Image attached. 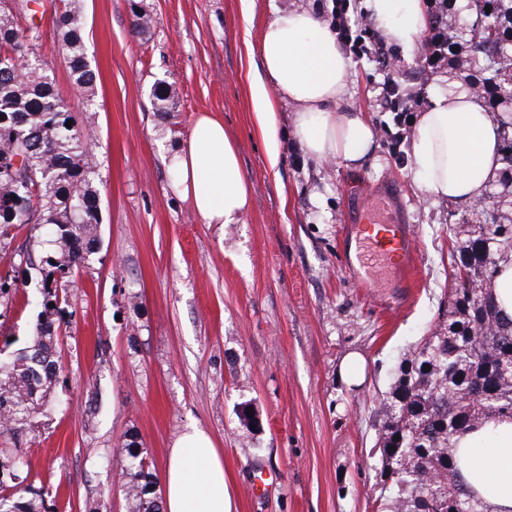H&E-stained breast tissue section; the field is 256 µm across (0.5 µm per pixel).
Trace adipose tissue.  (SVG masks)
<instances>
[{
  "label": "adipose tissue",
  "instance_id": "ef3b65f1",
  "mask_svg": "<svg viewBox=\"0 0 512 512\" xmlns=\"http://www.w3.org/2000/svg\"><path fill=\"white\" fill-rule=\"evenodd\" d=\"M372 25L406 53L416 52L428 25L423 0H365ZM262 68L250 84L256 122L270 160L278 158L280 105L296 108V137L322 162L358 165L374 145L371 124L360 112L336 104L353 82L350 62L335 32L305 9L272 8L253 48ZM412 162L434 201H482L500 167L497 124L465 84L439 78L430 104L416 116ZM175 189L207 224H235L249 206L248 180L224 122L197 117L170 155ZM461 476L484 512H512V418L485 419L455 442ZM163 512H231L224 458L203 430L182 434L170 449L163 474Z\"/></svg>",
  "mask_w": 512,
  "mask_h": 512
}]
</instances>
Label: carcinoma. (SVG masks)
<instances>
[{"instance_id": "carcinoma-1", "label": "carcinoma", "mask_w": 512, "mask_h": 512, "mask_svg": "<svg viewBox=\"0 0 512 512\" xmlns=\"http://www.w3.org/2000/svg\"><path fill=\"white\" fill-rule=\"evenodd\" d=\"M33 3L40 0L0 8V238L30 224L50 236L55 251L40 260L43 298L33 341L0 362V422L12 432L32 425L62 372L66 283L100 249L101 197L88 161L93 130L78 125L38 62L41 23L19 25ZM487 6L478 27L473 19ZM52 23L70 78L92 92L97 75L77 9H54ZM448 49V67L465 73L500 124V169L484 206L450 227L448 319L421 337L377 398L371 457L384 512H479L456 468L455 441L486 418L512 417V319L500 315L494 295L500 264L512 261V121L502 118L512 114V0H468L467 16L448 27ZM114 454L126 462L128 512H162L149 450L134 438ZM23 459L19 448L0 456V512H50L48 491L27 483Z\"/></svg>"}]
</instances>
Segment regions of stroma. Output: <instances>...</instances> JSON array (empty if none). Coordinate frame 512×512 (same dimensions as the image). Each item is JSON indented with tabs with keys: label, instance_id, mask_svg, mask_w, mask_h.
I'll return each instance as SVG.
<instances>
[{
	"label": "stroma",
	"instance_id": "35a3bbf8",
	"mask_svg": "<svg viewBox=\"0 0 512 512\" xmlns=\"http://www.w3.org/2000/svg\"><path fill=\"white\" fill-rule=\"evenodd\" d=\"M131 1L80 0L99 72L90 97L69 78L51 17L42 21L56 91L96 133L101 249L68 288L59 384L20 436L0 425V448H22L28 481L49 490L52 512H86L92 501L127 512L117 443L137 438L159 478L169 449L196 426L224 455L232 512H377L376 400L448 315V227L461 205L426 199L409 139L386 138L384 77L365 58L336 104L375 129L363 163L309 158L287 104L270 163L251 108L260 67L246 35L259 33L270 5L314 10L317 0H254L248 30L243 0H135L152 18L143 36L132 31ZM160 81L171 90L163 116L153 96ZM202 112L223 118L249 182L251 205L236 224L203 223L171 189L164 158ZM382 180L400 186L419 255V286L407 298H394L387 268L376 287H361L340 252L351 204L370 202ZM39 298L26 281L0 304V347L30 340ZM350 352L366 362L358 387L339 377ZM245 403L258 427L240 423Z\"/></svg>",
	"mask_w": 512,
	"mask_h": 512
}]
</instances>
